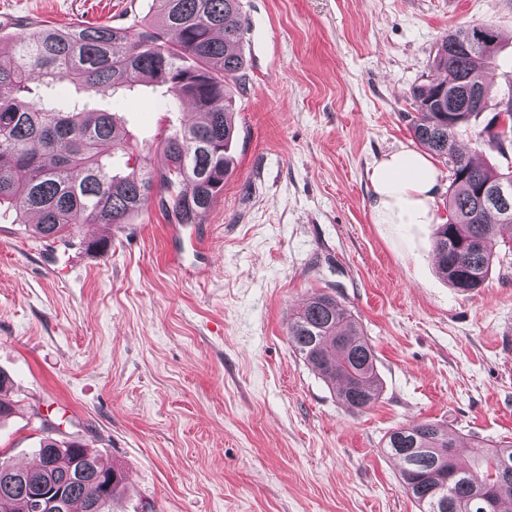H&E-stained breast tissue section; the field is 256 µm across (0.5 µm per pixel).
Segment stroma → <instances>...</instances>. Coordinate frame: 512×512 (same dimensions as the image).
Instances as JSON below:
<instances>
[{
	"mask_svg": "<svg viewBox=\"0 0 512 512\" xmlns=\"http://www.w3.org/2000/svg\"><path fill=\"white\" fill-rule=\"evenodd\" d=\"M246 79L234 168L184 262L158 197L88 256L92 227L45 247L0 222V456L34 464L42 418L123 472L112 512H418L387 433L432 421L469 452L512 441V253L461 293L435 269L449 171L430 224H376L369 175L416 147L410 93L438 41L489 24L498 54L477 134L512 93V0H241ZM154 0H0V52L19 21L150 20ZM164 92L96 97L159 168L161 130L187 120ZM347 305L371 341L378 404L344 407L289 345L311 292Z\"/></svg>",
	"mask_w": 512,
	"mask_h": 512,
	"instance_id": "1",
	"label": "stroma"
}]
</instances>
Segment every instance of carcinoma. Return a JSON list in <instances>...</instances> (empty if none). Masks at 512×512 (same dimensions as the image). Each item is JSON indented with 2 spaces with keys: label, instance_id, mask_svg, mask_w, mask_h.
<instances>
[{
  "label": "carcinoma",
  "instance_id": "cac0c4a2",
  "mask_svg": "<svg viewBox=\"0 0 512 512\" xmlns=\"http://www.w3.org/2000/svg\"><path fill=\"white\" fill-rule=\"evenodd\" d=\"M150 22L116 28L81 25L63 29L29 22L18 25L14 53L0 55V213L13 223L37 216L33 236L50 246L63 242L72 224H126L158 190L173 224H194L224 190L235 124L231 112L247 61L241 44L247 32L240 0H155ZM492 42L487 24L460 26L437 44L436 77L411 91L417 115L415 139L450 172L448 222L433 233L439 274L459 292L482 286L497 249L512 251L509 210L481 202L483 187L512 185V171L481 165L459 149L457 132L485 108L489 86L483 70L495 53L482 50L479 34ZM43 89L29 86L33 72ZM164 87L192 118L161 133L158 170L124 163L114 150L129 141L114 113L71 99L67 85L93 98L119 87ZM465 106L448 111V99ZM509 237H502L503 231ZM288 343L336 391L348 408L369 410L381 396L375 354L352 311L331 293H312L288 320ZM44 436L33 469L0 458V468L20 477L0 482V501H22L40 485L64 489L65 512H110L124 482L121 471L102 466L77 439ZM387 453L398 459L407 495L419 512H512V443L488 450L467 449L432 422L392 430ZM471 452L465 468L458 457Z\"/></svg>",
  "mask_w": 512,
  "mask_h": 512
}]
</instances>
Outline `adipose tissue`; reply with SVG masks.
Listing matches in <instances>:
<instances>
[{
	"label": "adipose tissue",
	"instance_id": "adipose-tissue-1",
	"mask_svg": "<svg viewBox=\"0 0 512 512\" xmlns=\"http://www.w3.org/2000/svg\"><path fill=\"white\" fill-rule=\"evenodd\" d=\"M370 211L376 224H429L439 189V173L426 152L401 148L375 161Z\"/></svg>",
	"mask_w": 512,
	"mask_h": 512
}]
</instances>
